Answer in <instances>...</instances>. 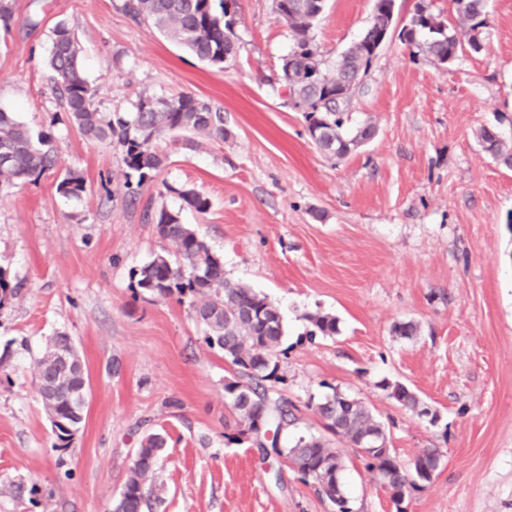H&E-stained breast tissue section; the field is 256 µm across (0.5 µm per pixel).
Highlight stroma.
I'll list each match as a JSON object with an SVG mask.
<instances>
[{
	"instance_id": "stroma-1",
	"label": "stroma",
	"mask_w": 512,
	"mask_h": 512,
	"mask_svg": "<svg viewBox=\"0 0 512 512\" xmlns=\"http://www.w3.org/2000/svg\"><path fill=\"white\" fill-rule=\"evenodd\" d=\"M0 27V109L49 132L57 168L0 196V268L20 293L0 308V512H112L136 448L165 437L152 512H328L289 466L237 435L224 397L233 366L209 348L188 303L139 288L135 272L170 245L176 212L224 261L228 279L274 304L285 336L282 393L297 422L280 443L323 434L315 407L340 391L384 423L402 462L439 449L405 512H512V169L486 153L481 128L512 145V0H488L482 48L444 66L392 39L363 76L351 125L374 136L341 159L320 152L280 79L291 35L273 0H238L239 49L208 66L123 0H11ZM374 0H326L312 34L332 67L368 26ZM78 33L84 74L104 112L141 94L185 93L224 109L221 140L165 137L155 181L130 190L110 141L70 124L47 66L52 32ZM84 179L80 196L58 183ZM210 200L185 209L178 190ZM332 314L333 337H309ZM413 321L415 336L396 334ZM70 336L87 368L86 425L59 448L33 361ZM414 390L431 417L382 386ZM354 512H394L347 442ZM38 495H31V488Z\"/></svg>"
}]
</instances>
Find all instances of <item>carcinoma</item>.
Segmentation results:
<instances>
[{
  "mask_svg": "<svg viewBox=\"0 0 512 512\" xmlns=\"http://www.w3.org/2000/svg\"><path fill=\"white\" fill-rule=\"evenodd\" d=\"M326 0H278L276 19L286 23L292 45L282 59L281 73L292 96L294 108L304 113L308 134L315 146L329 157L342 158L350 145L369 140L375 127L365 122L347 132L348 107L360 79L367 74L378 40L393 22L394 0H375L370 24L361 37L336 60L332 70L323 68L311 31L318 23ZM463 32L447 31L446 25L426 6H417L398 31V39L435 61L453 63L464 46L482 48L480 29L486 27V0H454ZM124 10L134 19L153 26L161 35L178 43L199 61L221 68L237 54V0H124ZM48 67L52 72L60 105L85 136L109 140L121 151L125 185L140 187L152 182L165 166L166 157L154 148V141L167 134L193 133L224 139V110L189 94L156 97L144 94L132 112H102L95 105V91L80 64V42L75 30L59 23L53 31ZM484 150L495 160L512 166V150L499 133L484 127L480 131ZM0 195L19 182L39 178L58 164L53 137L48 132L33 134L12 113L0 110ZM65 196L84 191V180L69 170L58 184ZM183 206L203 212L209 199L193 190H175ZM159 236L174 248L172 255H158L138 271L137 285L160 299L189 301L196 321L205 327V342L224 353L235 367L234 379L224 392L238 415L239 434L261 430L274 435L293 424L295 414L281 393L279 354L284 337L277 307L253 289L224 276V263L210 251L194 230L180 222L179 214L161 210L156 218ZM19 289L11 285L0 268V307L12 302ZM312 335L333 337L339 332L336 317L311 315ZM85 368L77 367L59 381L55 399L43 404L59 447L66 448L79 432L86 405L80 399L87 385ZM390 396L402 407L419 412L421 401L401 383L384 382ZM332 435L344 439L366 461L369 471L387 483L395 512L402 507L405 491L432 480L440 467L437 448L414 457V468L406 471L394 449L387 446L382 422L358 398L334 392L316 407ZM164 439L147 436L136 450L132 466L115 512H144L150 507L145 484L153 477ZM264 459L283 460L312 485L317 496L332 512H354L345 489L342 472L345 461L330 443L314 435H301L280 446L278 439L260 437L256 442Z\"/></svg>",
  "mask_w": 512,
  "mask_h": 512,
  "instance_id": "cac0c4a2",
  "label": "carcinoma"
}]
</instances>
